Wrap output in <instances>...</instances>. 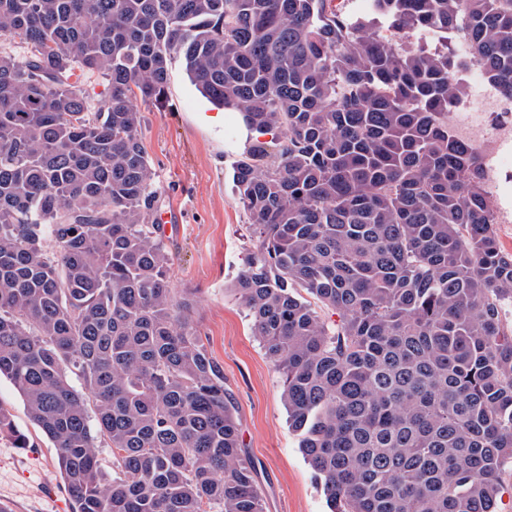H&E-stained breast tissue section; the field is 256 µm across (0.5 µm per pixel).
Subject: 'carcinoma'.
I'll list each match as a JSON object with an SVG mask.
<instances>
[{
    "label": "carcinoma",
    "instance_id": "carcinoma-1",
    "mask_svg": "<svg viewBox=\"0 0 512 512\" xmlns=\"http://www.w3.org/2000/svg\"><path fill=\"white\" fill-rule=\"evenodd\" d=\"M329 3L0 0L22 50H0V378L53 443L72 512H264L154 221L135 101L164 103L174 54L210 102L277 132L234 165L252 253L233 290L333 512H494L512 254L482 158L448 130L462 61L410 35L454 31L512 97V0ZM2 433L27 447L0 409Z\"/></svg>",
    "mask_w": 512,
    "mask_h": 512
}]
</instances>
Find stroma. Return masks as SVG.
Returning a JSON list of instances; mask_svg holds the SVG:
<instances>
[{"mask_svg":"<svg viewBox=\"0 0 512 512\" xmlns=\"http://www.w3.org/2000/svg\"><path fill=\"white\" fill-rule=\"evenodd\" d=\"M167 92L164 106L143 103L139 110L156 210L175 206L182 212L165 227L171 284L192 300L199 334L224 368V389L237 410L241 444L258 472L264 512H331L300 435L288 423L282 379L232 292L252 250L233 164L250 145L272 137L245 135L237 112L220 119L219 109L191 83L181 57L172 61ZM0 407L29 441L20 448L12 436H0V512H71L52 443L3 378Z\"/></svg>","mask_w":512,"mask_h":512,"instance_id":"1","label":"stroma"}]
</instances>
